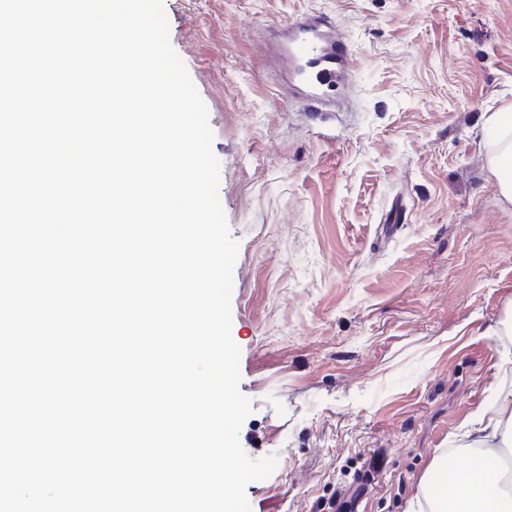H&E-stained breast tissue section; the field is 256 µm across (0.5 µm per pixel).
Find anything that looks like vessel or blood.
Listing matches in <instances>:
<instances>
[{"label":"vessel or blood","instance_id":"1","mask_svg":"<svg viewBox=\"0 0 512 512\" xmlns=\"http://www.w3.org/2000/svg\"><path fill=\"white\" fill-rule=\"evenodd\" d=\"M277 57L288 71L292 90L304 95L312 106L313 119H322L330 90L348 80L352 57V49L338 35L333 19L315 14L291 23Z\"/></svg>","mask_w":512,"mask_h":512}]
</instances>
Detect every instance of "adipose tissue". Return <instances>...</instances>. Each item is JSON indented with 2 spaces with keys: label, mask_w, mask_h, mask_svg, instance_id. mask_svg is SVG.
Returning <instances> with one entry per match:
<instances>
[{
  "label": "adipose tissue",
  "mask_w": 512,
  "mask_h": 512,
  "mask_svg": "<svg viewBox=\"0 0 512 512\" xmlns=\"http://www.w3.org/2000/svg\"><path fill=\"white\" fill-rule=\"evenodd\" d=\"M486 123L492 134L489 168L501 200L512 204V105L491 113ZM511 427L512 413L497 411L478 419L471 443L475 465L465 484L449 486L447 477L440 475L421 481L418 495L429 502L430 512H512V495L504 493L496 479L498 458L486 447L488 439Z\"/></svg>",
  "instance_id": "obj_1"
}]
</instances>
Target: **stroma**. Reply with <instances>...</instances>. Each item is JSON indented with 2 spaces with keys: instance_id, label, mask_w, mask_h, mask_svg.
<instances>
[{
  "instance_id": "1",
  "label": "stroma",
  "mask_w": 512,
  "mask_h": 512,
  "mask_svg": "<svg viewBox=\"0 0 512 512\" xmlns=\"http://www.w3.org/2000/svg\"><path fill=\"white\" fill-rule=\"evenodd\" d=\"M208 112L239 243L231 335L270 477L250 512H408L421 479L512 394V205L481 130L512 104V0H163ZM353 49L312 121L267 46L307 13Z\"/></svg>"
}]
</instances>
